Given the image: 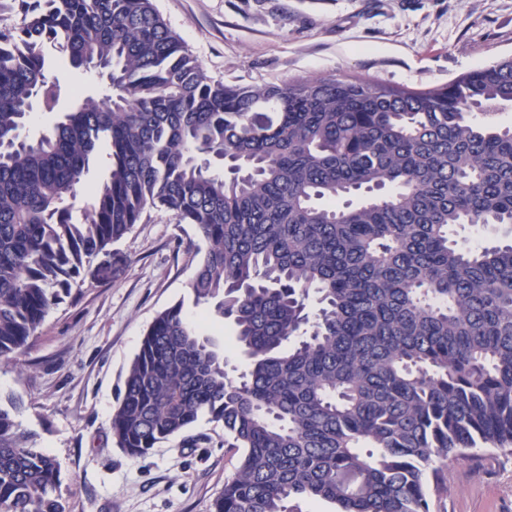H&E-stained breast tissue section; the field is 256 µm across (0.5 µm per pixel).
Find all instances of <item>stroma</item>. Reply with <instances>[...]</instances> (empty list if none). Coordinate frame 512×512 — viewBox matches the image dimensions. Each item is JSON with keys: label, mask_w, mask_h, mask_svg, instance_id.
I'll return each mask as SVG.
<instances>
[{"label": "stroma", "mask_w": 512, "mask_h": 512, "mask_svg": "<svg viewBox=\"0 0 512 512\" xmlns=\"http://www.w3.org/2000/svg\"><path fill=\"white\" fill-rule=\"evenodd\" d=\"M214 81L255 86L359 75L421 89L512 56V0H153ZM68 111L72 91H102L97 73L50 66ZM201 245L196 228L147 212L82 269L14 361L0 362V397L37 447L62 467L68 512H210L238 455L224 427L200 418L143 457L120 448L111 418L125 373L158 312L185 301L202 335L224 347L227 369L246 357L231 320L190 304ZM434 512H512V450L489 448L448 464Z\"/></svg>", "instance_id": "stroma-1"}]
</instances>
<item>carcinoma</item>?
I'll return each instance as SVG.
<instances>
[{"label": "carcinoma", "instance_id": "obj_1", "mask_svg": "<svg viewBox=\"0 0 512 512\" xmlns=\"http://www.w3.org/2000/svg\"><path fill=\"white\" fill-rule=\"evenodd\" d=\"M0 30V361L27 347L81 269L151 210L192 224L196 304L248 359L161 311L112 414L136 457L202 415L240 452L211 512H432L448 458L512 447V56L444 85L357 76L212 81L153 0H15ZM107 71L54 112L52 63ZM107 179L74 200L90 164ZM365 194L356 204L335 205ZM320 307L310 315V290ZM61 468L0 406V512H67ZM503 228H494L489 226L488 228H474L466 225L465 227H458L455 232V239L460 243L469 242L475 239H483L488 242H492L498 238L503 237Z\"/></svg>", "mask_w": 512, "mask_h": 512}]
</instances>
